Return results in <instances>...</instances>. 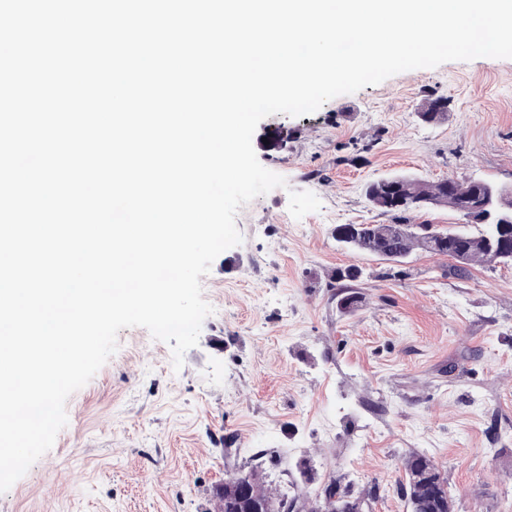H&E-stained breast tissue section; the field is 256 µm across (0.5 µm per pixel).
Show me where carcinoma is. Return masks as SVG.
<instances>
[{
	"instance_id": "cac0c4a2",
	"label": "carcinoma",
	"mask_w": 512,
	"mask_h": 512,
	"mask_svg": "<svg viewBox=\"0 0 512 512\" xmlns=\"http://www.w3.org/2000/svg\"><path fill=\"white\" fill-rule=\"evenodd\" d=\"M488 183L467 179L443 178L431 183L405 175L380 179L368 185L366 196L371 205L393 216L389 224H340L336 226V241L349 242L357 253L390 260L405 259L414 250L446 256L454 263L448 275L464 279L468 266L477 261L512 264V231L503 234L504 243L485 244L488 230L470 234L464 255H458L457 231L411 224L407 213L431 207H448L464 220L471 217L472 198L467 192L486 193ZM405 491L412 512H454L448 491V479L426 454L411 452L403 460ZM364 498L354 492L352 483L334 479L324 489L321 508L326 512H362Z\"/></svg>"
}]
</instances>
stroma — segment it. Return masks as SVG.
<instances>
[{
	"mask_svg": "<svg viewBox=\"0 0 512 512\" xmlns=\"http://www.w3.org/2000/svg\"><path fill=\"white\" fill-rule=\"evenodd\" d=\"M448 102L443 119L422 112ZM285 149L256 148L287 185L240 208L241 245L201 278L213 312L172 349L142 327L66 402L67 425L0 512H212L225 471L315 497L339 475L378 486L365 512H410L403 458L428 454L455 512H512V265L448 276L444 256L355 253L340 224H387L367 185L451 175L512 186V59L399 73L316 112L274 114ZM361 301L338 307L337 271Z\"/></svg>",
	"mask_w": 512,
	"mask_h": 512,
	"instance_id": "stroma-1",
	"label": "stroma"
}]
</instances>
